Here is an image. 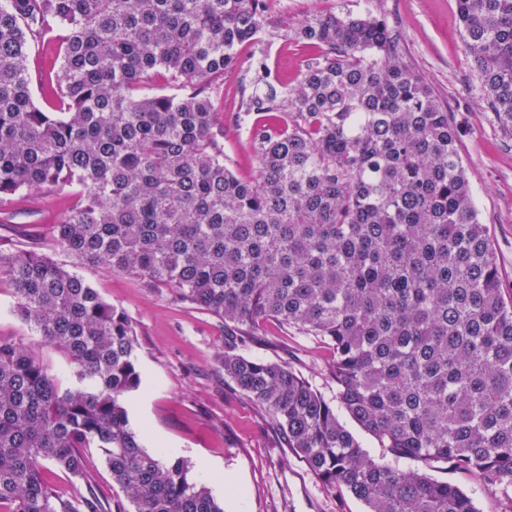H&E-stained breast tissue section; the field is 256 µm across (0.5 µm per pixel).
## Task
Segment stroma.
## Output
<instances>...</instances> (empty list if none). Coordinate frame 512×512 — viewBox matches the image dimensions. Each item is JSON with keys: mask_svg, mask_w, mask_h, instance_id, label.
I'll return each mask as SVG.
<instances>
[{"mask_svg": "<svg viewBox=\"0 0 512 512\" xmlns=\"http://www.w3.org/2000/svg\"><path fill=\"white\" fill-rule=\"evenodd\" d=\"M343 9L372 12L397 26L406 56L448 108L458 131V147L479 211L493 240L500 273L512 284V137L498 127L480 91L471 59L464 50L455 0H268L272 18L297 21L313 12ZM59 38L35 45L30 70L36 102L49 107L45 85L58 68ZM254 46L239 48V66L226 73L216 100L224 112V144L232 167L252 176L255 164L233 116L253 77ZM77 200L72 190L21 192L0 203V253L37 247L59 262L68 257L55 246L52 226ZM83 276L103 299L121 308L137 334L139 388L127 400L130 423L142 445L187 460L192 475L211 486L225 512H365L350 494L334 495L291 453L265 414L219 369L215 361L232 335L206 312L170 303L163 288L144 287L137 279L103 267H86ZM12 285L0 280V339L21 341L64 383L75 380L74 366L57 348L40 343L12 313ZM233 336V335H232ZM236 338V337H235ZM239 353L284 359L333 398L322 343L296 329L271 326L257 336L236 338ZM223 472L218 488L204 466ZM431 477L457 485L478 512H507L505 493L486 488L474 474L436 463Z\"/></svg>", "mask_w": 512, "mask_h": 512, "instance_id": "stroma-1", "label": "stroma"}]
</instances>
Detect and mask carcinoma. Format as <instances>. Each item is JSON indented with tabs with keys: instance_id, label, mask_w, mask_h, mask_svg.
I'll return each instance as SVG.
<instances>
[{
	"instance_id": "1",
	"label": "carcinoma",
	"mask_w": 512,
	"mask_h": 512,
	"mask_svg": "<svg viewBox=\"0 0 512 512\" xmlns=\"http://www.w3.org/2000/svg\"><path fill=\"white\" fill-rule=\"evenodd\" d=\"M465 49L512 136V0H456ZM61 29L59 68L34 98L31 44ZM308 53L290 85L255 62L234 122L256 162L224 153L215 79L238 48ZM157 78L177 87L150 91ZM72 189L53 224L70 263L0 253L12 312L76 365L58 376L0 340V512H112L85 472L101 453L133 512H224L189 463L148 452L126 398L135 331L79 269L165 288L248 336L293 327L330 350L336 402L288 362L229 344L224 376L332 494L367 512H477L458 486L377 462L345 410L396 458L452 463L512 488V287L473 204L448 109L383 17L288 23L266 0H0V203ZM87 483L66 495L47 465Z\"/></svg>"
}]
</instances>
